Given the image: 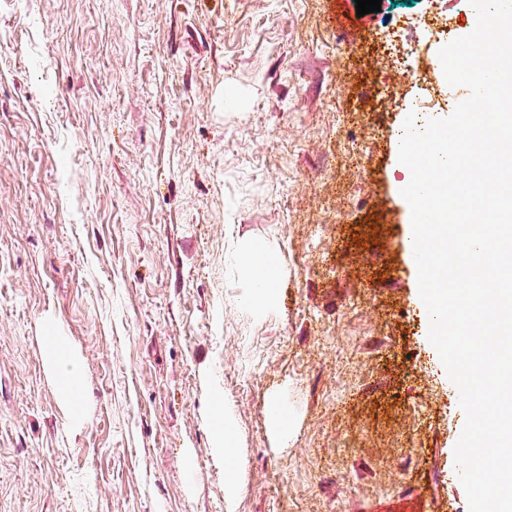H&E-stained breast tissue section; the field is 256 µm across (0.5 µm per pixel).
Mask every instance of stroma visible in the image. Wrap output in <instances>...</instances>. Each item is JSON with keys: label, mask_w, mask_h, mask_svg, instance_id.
Masks as SVG:
<instances>
[{"label": "stroma", "mask_w": 512, "mask_h": 512, "mask_svg": "<svg viewBox=\"0 0 512 512\" xmlns=\"http://www.w3.org/2000/svg\"><path fill=\"white\" fill-rule=\"evenodd\" d=\"M440 12L476 25L468 0H0V512H372L410 487L468 512L404 249L418 87L381 41ZM246 239L280 261L264 309ZM44 353L49 361L59 391L64 396L71 414L79 416L82 408L71 395V387L77 382L81 374L80 362L71 354L58 336H44ZM213 421L216 433L219 437L220 442L224 444V463L225 470L228 475V487H229V498L232 500L237 492V485L235 481V476L237 472V464L234 458L228 454L227 448L232 442L233 438V425L224 414L223 408L219 406H215L213 408Z\"/></svg>", "instance_id": "35a3bbf8"}]
</instances>
